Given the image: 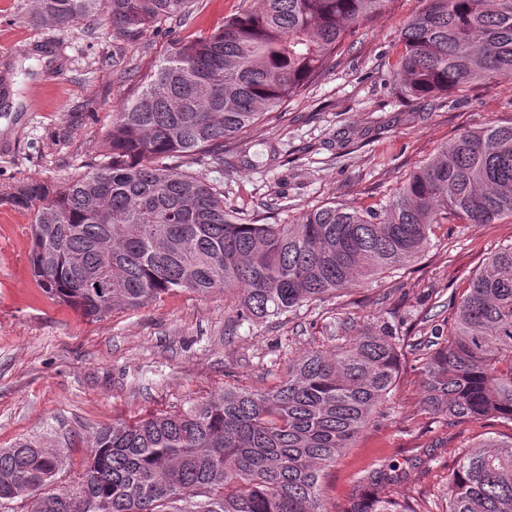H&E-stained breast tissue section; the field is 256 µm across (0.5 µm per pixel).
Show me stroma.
Segmentation results:
<instances>
[{"instance_id":"35a3bbf8","label":"stroma","mask_w":512,"mask_h":512,"mask_svg":"<svg viewBox=\"0 0 512 512\" xmlns=\"http://www.w3.org/2000/svg\"><path fill=\"white\" fill-rule=\"evenodd\" d=\"M246 0H200L133 39L113 37L106 17L71 29L38 24L32 0H0V193L37 179L58 185L95 169L118 109L177 41L210 33ZM426 0H392L347 39L330 72L282 104L275 118L227 141L224 160L193 170L224 190L225 205L260 224H293L335 201L378 206L407 174L466 128L512 118V79L441 98L403 96L394 44ZM32 215L0 205V448L16 440L62 441L61 483L76 480L86 431L188 407L229 386L262 390L288 361L391 326L399 379L352 448L321 478L327 512H348L395 480L390 497L418 512H445L459 461L512 425L485 417L456 424L428 411L417 344L444 342L475 270L512 243V218L437 228L405 269L264 321H240L235 296L177 290L101 318L49 298L29 262Z\"/></svg>"}]
</instances>
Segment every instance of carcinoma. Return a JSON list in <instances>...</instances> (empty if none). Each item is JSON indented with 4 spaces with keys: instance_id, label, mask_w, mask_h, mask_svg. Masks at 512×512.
I'll list each match as a JSON object with an SVG mask.
<instances>
[{
    "instance_id": "cac0c4a2",
    "label": "carcinoma",
    "mask_w": 512,
    "mask_h": 512,
    "mask_svg": "<svg viewBox=\"0 0 512 512\" xmlns=\"http://www.w3.org/2000/svg\"><path fill=\"white\" fill-rule=\"evenodd\" d=\"M197 0H35L60 29L105 13L131 39ZM391 0H254L211 34L177 43L115 112L107 160L54 187L30 179L0 203L32 213L30 267L88 318L176 289L236 292L235 317L278 318L419 258L442 224L512 217V120L465 129L416 165L378 209L328 202L294 224H255L184 167L224 161V143L324 76L345 39ZM402 94L440 97L512 78V0H427L403 28ZM392 329L309 351L264 390L226 387L181 410L85 434L79 480L59 484L54 443L0 448V507L27 512H327L322 472L369 425L398 376ZM424 404L455 423H512V243L472 276L453 330L424 353ZM376 508L416 512L384 495ZM448 512H512V439L463 457Z\"/></svg>"
}]
</instances>
